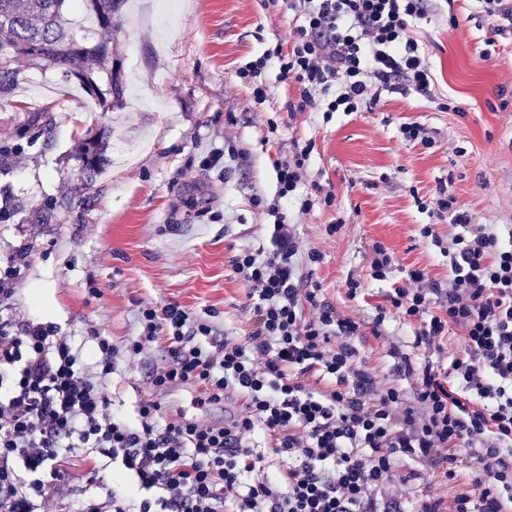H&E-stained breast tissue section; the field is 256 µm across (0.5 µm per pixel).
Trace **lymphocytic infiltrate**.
Segmentation results:
<instances>
[{
  "label": "lymphocytic infiltrate",
  "mask_w": 512,
  "mask_h": 512,
  "mask_svg": "<svg viewBox=\"0 0 512 512\" xmlns=\"http://www.w3.org/2000/svg\"><path fill=\"white\" fill-rule=\"evenodd\" d=\"M288 8L299 18L289 48L274 47L237 73L256 101L273 64L297 84L299 112H355L379 91L430 94L432 73L412 28L432 0H288ZM289 152L274 165L279 201L269 207L266 246L231 259L249 287L246 340L167 303L140 307L127 344L139 355L164 343L165 363L149 375L154 389L193 385L208 406L234 394L244 413L221 425L165 422L160 404L146 400L128 421L103 390L117 371L108 337H97L87 365L53 329L2 320L0 512H130L116 490L71 488L64 463L78 449L90 463L121 464L139 489L153 491L139 512H403L399 499L377 492L402 483L404 456L444 458L446 481L471 485L449 502L433 489L414 512H512V242L439 192L450 232L442 239L427 225L421 234L441 246L451 275L440 283L408 270L387 299L420 324L419 342L435 344L454 325L465 347L445 370L395 354L394 376L413 385L405 395L360 359L363 324L303 284L301 263L321 255L300 253L281 203L301 185L311 147L296 141ZM319 380L326 389L316 388ZM255 434L271 456L248 444Z\"/></svg>",
  "instance_id": "f902f5d3"
}]
</instances>
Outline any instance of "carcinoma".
I'll return each instance as SVG.
<instances>
[{"mask_svg": "<svg viewBox=\"0 0 512 512\" xmlns=\"http://www.w3.org/2000/svg\"><path fill=\"white\" fill-rule=\"evenodd\" d=\"M124 0H0V109L12 106V92L18 81L14 64L26 58L34 64L46 62L64 68L70 76L96 98L103 111L124 105L126 91L120 64L109 56L106 44L78 40L72 33L77 12L94 26V32H112L115 15ZM110 68L108 93L98 87L95 74ZM107 130L99 131L82 146L80 161L85 181L92 183L104 168Z\"/></svg>", "mask_w": 512, "mask_h": 512, "instance_id": "obj_1", "label": "carcinoma"}]
</instances>
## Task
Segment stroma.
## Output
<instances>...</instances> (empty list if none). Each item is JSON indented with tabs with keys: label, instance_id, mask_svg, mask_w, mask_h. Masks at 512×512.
<instances>
[{
	"label": "stroma",
	"instance_id": "obj_1",
	"mask_svg": "<svg viewBox=\"0 0 512 512\" xmlns=\"http://www.w3.org/2000/svg\"><path fill=\"white\" fill-rule=\"evenodd\" d=\"M157 0H133L109 35L114 58L133 87L124 107L105 112L63 69L15 63L16 107L0 111V284L12 288L21 317L54 328L92 359L93 334L111 339L121 374L104 388L115 414L134 418L140 401L158 399L166 414L221 423L240 413L232 399L198 406L187 385L155 393L148 374L160 348L131 356L140 304L176 302L220 328L249 330L248 288L230 259L265 244L273 218L265 207L278 187L273 161L292 141L312 145L304 185L283 206L301 251H320L304 268L322 299L341 316L372 323L392 284L411 269L446 281L448 259L421 228L447 237L448 217L433 204L447 186L473 223L497 225L512 237V29L494 31L480 0H436L414 35L433 74L430 96L382 93L355 112H293L296 84L265 76L256 103L237 70L275 46L289 47L295 26L287 7L262 0H181L176 15ZM48 107L45 125L28 107ZM432 131L427 149L406 141L402 124ZM112 136L103 173L86 183L81 144L102 127ZM213 148L233 149L206 168ZM330 187L333 206L302 210L313 183ZM342 223L328 235L327 227ZM384 244L396 265L387 280L370 276V249ZM364 288L349 297L345 282ZM382 335L356 342L381 382H392L391 348L417 365L448 366L463 349L458 327L436 344L418 343V323L387 316ZM444 464L404 460L407 484L385 487L405 512L443 480Z\"/></svg>",
	"mask_w": 512,
	"mask_h": 512
}]
</instances>
